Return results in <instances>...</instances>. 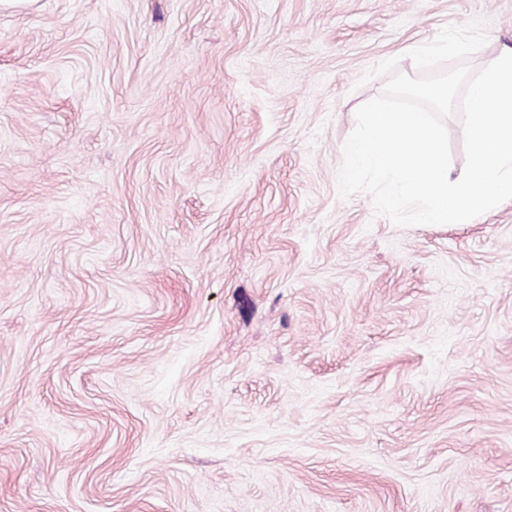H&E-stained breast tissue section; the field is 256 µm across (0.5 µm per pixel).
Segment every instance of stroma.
Listing matches in <instances>:
<instances>
[{"label":"stroma","mask_w":512,"mask_h":512,"mask_svg":"<svg viewBox=\"0 0 512 512\" xmlns=\"http://www.w3.org/2000/svg\"><path fill=\"white\" fill-rule=\"evenodd\" d=\"M512 0L0 6V512H512V200L340 197L410 44Z\"/></svg>","instance_id":"obj_1"}]
</instances>
